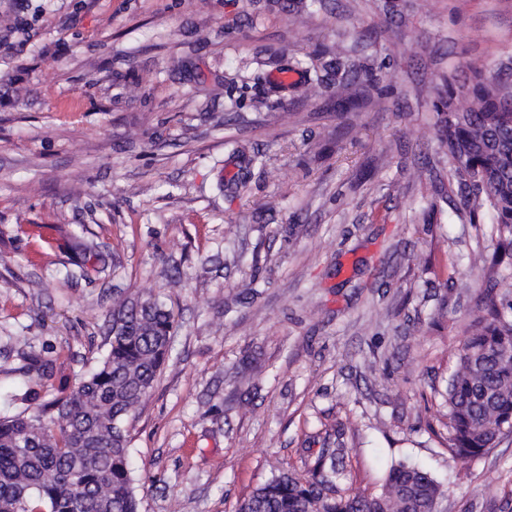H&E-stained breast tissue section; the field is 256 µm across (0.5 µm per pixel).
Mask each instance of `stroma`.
<instances>
[{
	"label": "stroma",
	"instance_id": "obj_1",
	"mask_svg": "<svg viewBox=\"0 0 512 512\" xmlns=\"http://www.w3.org/2000/svg\"><path fill=\"white\" fill-rule=\"evenodd\" d=\"M336 42L382 77L350 128L333 94L270 84ZM510 56L512 0H316L300 26L269 0H0V401L21 353L86 374L113 295H153L176 330L125 422L140 512H236L336 434L352 492L408 461L445 485L443 512H512V436L465 462L431 433L489 279L468 258L491 244L448 186L435 85ZM237 141L281 182L220 192ZM67 232L116 273L71 277Z\"/></svg>",
	"mask_w": 512,
	"mask_h": 512
}]
</instances>
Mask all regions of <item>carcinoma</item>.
<instances>
[{"label": "carcinoma", "instance_id": "carcinoma-1", "mask_svg": "<svg viewBox=\"0 0 512 512\" xmlns=\"http://www.w3.org/2000/svg\"><path fill=\"white\" fill-rule=\"evenodd\" d=\"M304 75L307 99L335 90L336 108L361 118L369 99L360 74L339 46L285 67ZM333 73L334 82L325 80ZM437 136L448 157L449 184L470 212L493 218L492 255L474 265L512 260V67L450 75L435 104ZM78 256L72 275L105 269L97 246L68 237ZM486 288L466 330L455 370L442 393L446 447L472 460L512 432V290ZM174 319L158 298L112 302L108 348L78 381L57 360L22 357L24 385L10 395L18 413H0V512H139L130 468L125 418L154 386L171 348ZM35 412L27 414V409ZM347 449L322 448L305 472L282 469L257 486L236 512H437L444 485L428 470L399 461L380 491L346 488Z\"/></svg>", "mask_w": 512, "mask_h": 512}]
</instances>
